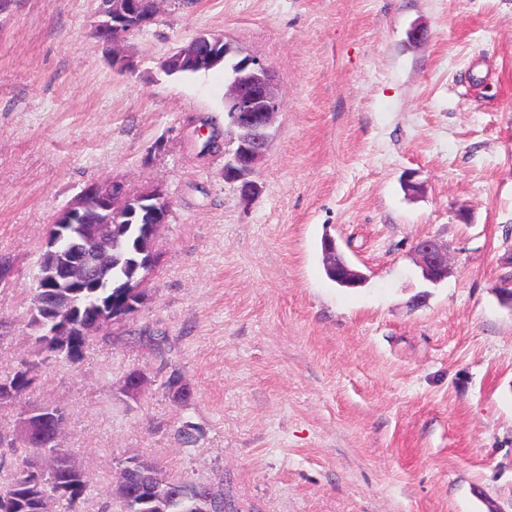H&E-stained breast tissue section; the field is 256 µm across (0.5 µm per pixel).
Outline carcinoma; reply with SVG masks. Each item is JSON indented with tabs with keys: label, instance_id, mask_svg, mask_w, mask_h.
Wrapping results in <instances>:
<instances>
[{
	"label": "carcinoma",
	"instance_id": "obj_1",
	"mask_svg": "<svg viewBox=\"0 0 512 512\" xmlns=\"http://www.w3.org/2000/svg\"><path fill=\"white\" fill-rule=\"evenodd\" d=\"M140 224H127L114 234L110 244L112 263L101 273L102 287L88 288L71 296L67 336L50 335L43 313L39 288L33 289L28 309L29 325L42 331L35 342L43 352L52 353L78 366L90 338L97 333L95 323L112 324L117 317L112 300L122 298L126 286L144 281V259L153 254L137 253ZM39 372V362L22 359L6 375L0 376V405L21 401L29 395ZM165 387L177 400L191 396L190 387L183 383L181 374L170 372ZM41 413L30 417L24 411L17 428L0 425V449H8L14 469L8 475L0 474V512H75L78 501L90 485L85 470L75 461V450L64 448L58 432L67 422L66 410L53 403L37 406ZM125 469L132 478L131 499L120 502V512H154L152 499L164 502L165 512H238L230 496L210 487L188 484L169 478L157 463L132 456L125 461Z\"/></svg>",
	"mask_w": 512,
	"mask_h": 512
}]
</instances>
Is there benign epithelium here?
I'll return each mask as SVG.
<instances>
[{"instance_id": "1", "label": "benign epithelium", "mask_w": 512, "mask_h": 512, "mask_svg": "<svg viewBox=\"0 0 512 512\" xmlns=\"http://www.w3.org/2000/svg\"><path fill=\"white\" fill-rule=\"evenodd\" d=\"M163 0H103L92 23V34L112 48V64L131 69L132 59L120 51L128 36L154 21ZM229 59L224 92L228 123L224 143V180L238 185L241 200L249 204L261 192L254 180L272 139L271 130L282 101L273 67L258 56H239L224 38L199 35L177 46L161 63L166 73L211 69ZM145 223L160 227L168 223L170 202L158 188L132 195L112 189L110 183L94 184L78 194L52 221L47 239L55 254L64 257L39 281L53 288H84L109 261L101 245L112 240V226L129 224L137 214ZM413 256L424 277L434 283L448 277V250L427 237L416 242Z\"/></svg>"}]
</instances>
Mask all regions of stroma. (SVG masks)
I'll return each instance as SVG.
<instances>
[{"instance_id":"35a3bbf8","label":"stroma","mask_w":512,"mask_h":512,"mask_svg":"<svg viewBox=\"0 0 512 512\" xmlns=\"http://www.w3.org/2000/svg\"><path fill=\"white\" fill-rule=\"evenodd\" d=\"M99 4L0 0V373L38 358L32 402L67 408L92 485L78 512H117L134 455L244 512H512V0H164L123 75L91 34ZM200 33L276 71L249 204L223 153L196 156L223 68L160 69ZM105 181L161 188L171 212L141 304L74 370L39 350L30 290L50 222ZM327 235L362 286L327 279ZM425 237L448 248L438 283L411 254ZM143 330L166 336L188 403Z\"/></svg>"}]
</instances>
